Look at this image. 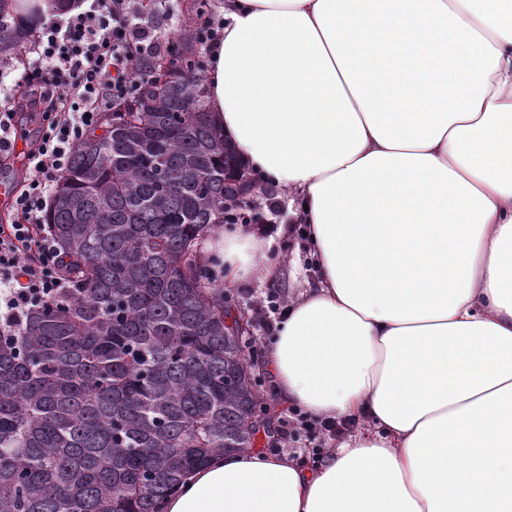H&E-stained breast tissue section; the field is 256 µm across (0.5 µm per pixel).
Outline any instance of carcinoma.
Wrapping results in <instances>:
<instances>
[{
    "label": "carcinoma",
    "mask_w": 512,
    "mask_h": 512,
    "mask_svg": "<svg viewBox=\"0 0 512 512\" xmlns=\"http://www.w3.org/2000/svg\"><path fill=\"white\" fill-rule=\"evenodd\" d=\"M71 0H0V54ZM142 63V88L74 150L46 224L71 287L0 329V512H162L218 452L273 434L264 389L197 250L241 165L193 52Z\"/></svg>",
    "instance_id": "1"
}]
</instances>
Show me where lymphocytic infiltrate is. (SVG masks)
Wrapping results in <instances>:
<instances>
[{
    "label": "lymphocytic infiltrate",
    "mask_w": 512,
    "mask_h": 512,
    "mask_svg": "<svg viewBox=\"0 0 512 512\" xmlns=\"http://www.w3.org/2000/svg\"><path fill=\"white\" fill-rule=\"evenodd\" d=\"M86 2L84 11L43 27L23 57L21 81L0 86V158L13 155L17 109L26 97L38 102L42 129L27 153L10 221L0 224V327L19 326L26 311L67 288L43 213L76 146L137 87L141 63L171 50L151 37L134 0ZM336 431L335 422L293 411L281 423L277 449L287 451L301 432L321 443Z\"/></svg>",
    "instance_id": "1"
}]
</instances>
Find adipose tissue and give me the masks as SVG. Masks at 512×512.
<instances>
[{"mask_svg": "<svg viewBox=\"0 0 512 512\" xmlns=\"http://www.w3.org/2000/svg\"><path fill=\"white\" fill-rule=\"evenodd\" d=\"M211 116L318 272L282 399L359 423L322 464L217 455L163 512H512V0H233ZM237 230L225 282L273 277Z\"/></svg>", "mask_w": 512, "mask_h": 512, "instance_id": "1", "label": "adipose tissue"}]
</instances>
